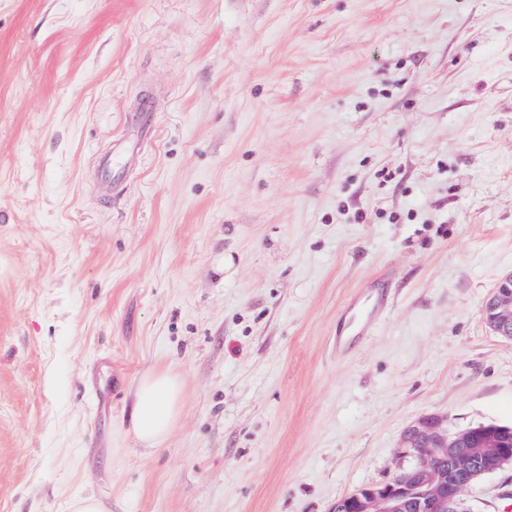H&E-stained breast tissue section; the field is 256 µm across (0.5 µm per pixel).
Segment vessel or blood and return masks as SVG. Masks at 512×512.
Instances as JSON below:
<instances>
[{
  "label": "vessel or blood",
  "instance_id": "obj_1",
  "mask_svg": "<svg viewBox=\"0 0 512 512\" xmlns=\"http://www.w3.org/2000/svg\"><path fill=\"white\" fill-rule=\"evenodd\" d=\"M129 152L128 145L116 142L100 157L99 176L105 189L104 201L108 202L112 199V190L115 186L112 179L113 169L125 165ZM388 288V276H378L367 282L345 304L332 340V348L336 353L348 352L356 343L369 335L390 305Z\"/></svg>",
  "mask_w": 512,
  "mask_h": 512
}]
</instances>
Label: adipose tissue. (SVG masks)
<instances>
[{
	"label": "adipose tissue",
	"instance_id": "ef3b65f1",
	"mask_svg": "<svg viewBox=\"0 0 512 512\" xmlns=\"http://www.w3.org/2000/svg\"><path fill=\"white\" fill-rule=\"evenodd\" d=\"M182 381L176 374L156 371L143 376L135 391L132 430L142 448L152 449L175 425Z\"/></svg>",
	"mask_w": 512,
	"mask_h": 512
}]
</instances>
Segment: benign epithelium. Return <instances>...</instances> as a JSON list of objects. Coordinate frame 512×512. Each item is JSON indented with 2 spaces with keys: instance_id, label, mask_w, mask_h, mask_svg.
I'll return each instance as SVG.
<instances>
[{
  "instance_id": "benign-epithelium-1",
  "label": "benign epithelium",
  "mask_w": 512,
  "mask_h": 512,
  "mask_svg": "<svg viewBox=\"0 0 512 512\" xmlns=\"http://www.w3.org/2000/svg\"><path fill=\"white\" fill-rule=\"evenodd\" d=\"M483 316L494 334L512 339V272L487 298ZM505 432V426L490 423L450 434L440 416L418 419L401 439L410 463L389 482L358 489L357 512H464V489L501 468Z\"/></svg>"
}]
</instances>
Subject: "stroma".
<instances>
[{
    "label": "stroma",
    "mask_w": 512,
    "mask_h": 512,
    "mask_svg": "<svg viewBox=\"0 0 512 512\" xmlns=\"http://www.w3.org/2000/svg\"><path fill=\"white\" fill-rule=\"evenodd\" d=\"M511 272L512 0H0V512H333L421 416L512 426ZM130 147L123 142L113 143L112 147L99 159V176L105 189L103 200L110 202L112 200V191L115 187V181L112 180V171L115 168H121L126 164ZM483 316L494 334L512 339V272L499 280L487 298ZM389 277L386 274L367 282L345 304L339 316L332 348L343 354L353 348L379 321L389 308ZM182 381L176 374L156 371L143 376L135 391L132 430L142 448H156L175 425Z\"/></svg>",
    "instance_id": "35a3bbf8"
}]
</instances>
